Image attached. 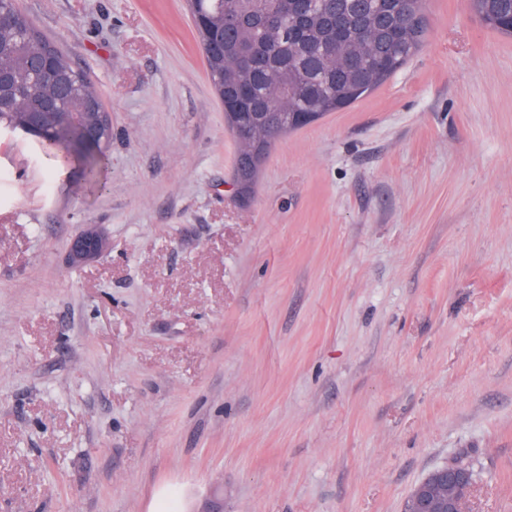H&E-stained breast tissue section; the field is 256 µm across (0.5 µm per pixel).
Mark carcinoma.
I'll list each match as a JSON object with an SVG mask.
<instances>
[{"mask_svg":"<svg viewBox=\"0 0 512 512\" xmlns=\"http://www.w3.org/2000/svg\"><path fill=\"white\" fill-rule=\"evenodd\" d=\"M224 10L241 22L224 36V57L207 61L215 83H224L227 111L238 113L232 92L239 85L255 99L250 111L312 112L318 118L338 112L383 85L421 48L427 32L422 25L423 0H319L310 29L293 25L283 0H222ZM486 28L512 36L508 17L512 0H471ZM49 42L22 14L10 29L0 32V70H19L48 52ZM59 83L55 97L64 111L52 116L50 129L38 139L78 165L89 183L101 181L106 150L85 137L82 125L65 114L98 111L100 93L65 56L56 58ZM300 94L288 98V89ZM43 91L29 81L11 87L0 102V125H23L28 112L41 103ZM252 134L243 149L251 156L247 185H252L262 161L278 137L271 124L258 128L244 123Z\"/></svg>","mask_w":512,"mask_h":512,"instance_id":"cac0c4a2","label":"carcinoma"}]
</instances>
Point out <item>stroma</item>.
<instances>
[{
  "label": "stroma",
  "mask_w": 512,
  "mask_h": 512,
  "mask_svg": "<svg viewBox=\"0 0 512 512\" xmlns=\"http://www.w3.org/2000/svg\"><path fill=\"white\" fill-rule=\"evenodd\" d=\"M112 114L105 188L0 136V512H512V37L426 0L248 198L185 0H17ZM110 247L66 262L84 225ZM465 471L443 466L432 472L410 493L406 512H475L472 509L473 469L462 459L451 463Z\"/></svg>",
  "instance_id": "stroma-1"
}]
</instances>
